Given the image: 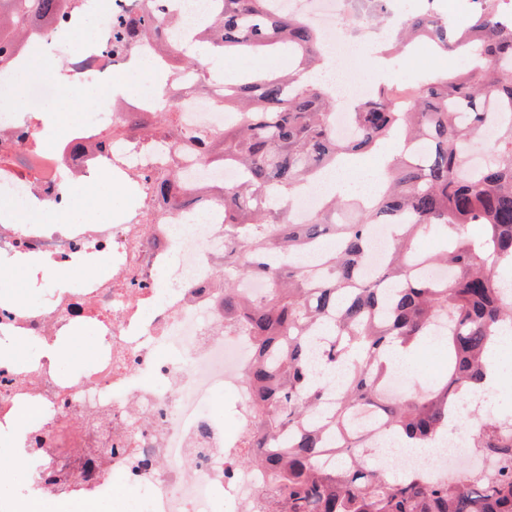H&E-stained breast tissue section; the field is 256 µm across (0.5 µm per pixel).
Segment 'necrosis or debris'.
<instances>
[{"label": "necrosis or debris", "mask_w": 512, "mask_h": 512, "mask_svg": "<svg viewBox=\"0 0 512 512\" xmlns=\"http://www.w3.org/2000/svg\"><path fill=\"white\" fill-rule=\"evenodd\" d=\"M142 0H87L95 17V36L69 62L64 75L75 88L110 90L115 74L139 60H152L150 43L129 54L108 55L115 8L139 12ZM291 8L330 35L326 48L336 55V80L342 96L334 122L339 138L353 127L347 119L351 101L383 87L394 101L410 86L399 77H355L347 61L361 45L343 33L349 0H292ZM140 106L172 107L185 127L223 129L232 113L216 109L210 97L162 88L142 98ZM120 111L104 100L99 112L60 136L48 130L31 105L0 114V195L20 201L27 218L0 217V273L10 274L17 257L29 255L67 269L93 257L106 263L103 276L80 280L48 279L35 274L42 298L33 305L0 302V342L23 340L36 347L69 335L77 325H93L97 347L91 363L78 364L76 376L62 373L57 362L33 357L26 363L0 362V427L8 426L16 407L35 402L38 413L25 425L22 466L28 498L52 496L91 504L121 493L131 512H216L215 491H223L225 512H259V492L267 487L263 471L240 466L244 441L252 427L249 387L244 381L252 353L250 340L225 331L224 314L214 283V256L224 248L222 227L213 217L219 206L202 202L197 222H156L147 196L116 223L45 224L43 210L66 211L74 180L111 166L120 178L141 183L156 165L155 154L137 146L117 150L92 146L99 124L115 121ZM90 142L85 153L67 149L71 139ZM36 144L24 152V143ZM231 390L239 431L224 425L208 407L212 392ZM84 427V450L60 452V429L72 420ZM469 427L448 435V445L427 458L400 457L398 472L421 467L457 477L471 457Z\"/></svg>", "instance_id": "1"}]
</instances>
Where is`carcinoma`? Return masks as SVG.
I'll return each instance as SVG.
<instances>
[{
	"mask_svg": "<svg viewBox=\"0 0 512 512\" xmlns=\"http://www.w3.org/2000/svg\"><path fill=\"white\" fill-rule=\"evenodd\" d=\"M68 0H0V63L24 39L59 25ZM219 9L186 41L227 53L288 56L284 72H254L221 83L215 105L236 113L220 132L188 133L180 112H127L122 124L97 132L100 142L172 146L186 140L211 167L238 170L236 182L183 189L166 164L144 187L162 216L209 196L224 225L219 298L224 324L251 337L247 374L253 428L245 464L264 470L272 499L265 512H512V423L489 419L470 435L475 454L493 469H470L455 481L425 475L388 479L361 462L373 438L359 415L406 442L428 446L448 428L457 399L486 389L487 352L512 321V0H465L456 19L414 9L400 24L395 53L425 36L438 54L453 52L458 69L419 79L412 96L392 102L380 90L351 112L355 136L340 139L332 124L336 97L307 74L324 60V33L275 0H217ZM153 0L112 22L109 51L151 41L181 88L180 73L200 72L192 91L211 94L207 58L189 59L166 38L171 21ZM384 23L387 0H355ZM494 127L481 160L467 144ZM376 151L383 182L373 197L338 189L296 222L284 208L323 172L343 169V156ZM376 224L392 248L372 280L361 278ZM479 227L476 236L463 233ZM441 249L418 253L417 235ZM269 284L260 297L240 293L241 279ZM437 342L448 370L401 398L387 397L391 350Z\"/></svg>",
	"mask_w": 512,
	"mask_h": 512,
	"instance_id": "cac0c4a2",
	"label": "carcinoma"
}]
</instances>
